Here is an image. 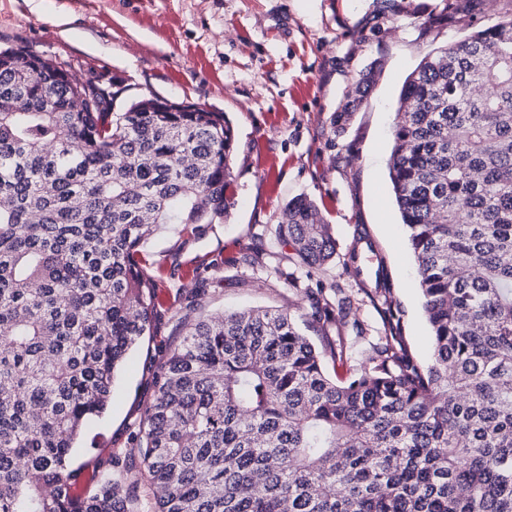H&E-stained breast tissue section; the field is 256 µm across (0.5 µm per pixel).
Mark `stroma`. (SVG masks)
Masks as SVG:
<instances>
[{"label":"stroma","instance_id":"stroma-1","mask_svg":"<svg viewBox=\"0 0 512 512\" xmlns=\"http://www.w3.org/2000/svg\"><path fill=\"white\" fill-rule=\"evenodd\" d=\"M507 0H481L474 25L440 19L441 0H0V45L23 44L71 63L76 77L90 71L123 81L124 102L157 95L225 113L238 141L233 159L237 205L221 224L200 225L195 238L163 233L147 246L162 301L179 286L216 279L197 311L217 315L251 307L295 311L306 335L321 343L308 299L281 278L240 265L248 249H269L264 225L305 195L318 204L339 249L357 231L374 242L392 279L412 351L428 361L431 332L418 277L389 179L398 96L405 78L430 51L464 39L473 26L503 16ZM66 17L58 29L57 17ZM374 85L342 136L328 117L341 107L366 70ZM311 288H341L352 322L341 335L363 367L382 322L376 307L338 262L325 265ZM181 329L170 313L131 352L106 414L80 440L84 475L117 451L154 401V380Z\"/></svg>","mask_w":512,"mask_h":512}]
</instances>
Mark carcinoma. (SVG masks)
<instances>
[{"instance_id":"cac0c4a2","label":"carcinoma","mask_w":512,"mask_h":512,"mask_svg":"<svg viewBox=\"0 0 512 512\" xmlns=\"http://www.w3.org/2000/svg\"><path fill=\"white\" fill-rule=\"evenodd\" d=\"M479 0H444L468 20ZM486 88L482 97L472 87ZM79 80L67 61L0 49V512H512V11L427 54L403 82L389 178L414 257L433 353L420 361L381 257L344 254L305 195L267 225L275 272L311 300L323 335L350 300L306 284L342 256L377 306L368 365L342 336L316 346L288 310L196 320L156 377L132 454L97 462L82 494L73 453L106 412L127 353L153 327L146 249L192 237L235 206L224 113ZM94 98L81 111L77 94ZM354 110L330 114L341 134Z\"/></svg>"}]
</instances>
